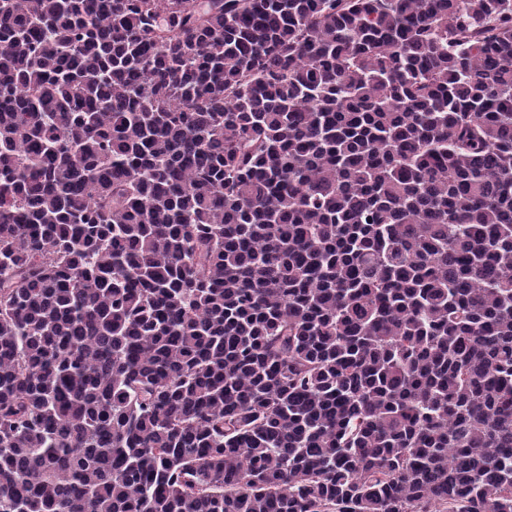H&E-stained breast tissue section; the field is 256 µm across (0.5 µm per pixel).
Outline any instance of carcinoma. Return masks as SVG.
Segmentation results:
<instances>
[{
    "label": "carcinoma",
    "instance_id": "cac0c4a2",
    "mask_svg": "<svg viewBox=\"0 0 512 512\" xmlns=\"http://www.w3.org/2000/svg\"><path fill=\"white\" fill-rule=\"evenodd\" d=\"M0 512H512V0H0Z\"/></svg>",
    "mask_w": 512,
    "mask_h": 512
}]
</instances>
